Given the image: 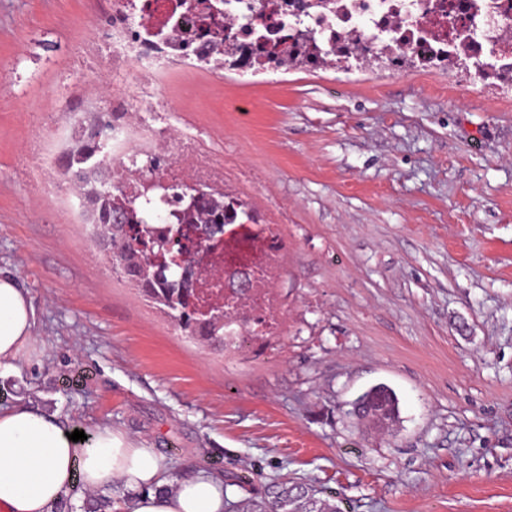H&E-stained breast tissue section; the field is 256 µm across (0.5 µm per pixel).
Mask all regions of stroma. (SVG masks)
Wrapping results in <instances>:
<instances>
[{
	"instance_id": "1",
	"label": "stroma",
	"mask_w": 512,
	"mask_h": 512,
	"mask_svg": "<svg viewBox=\"0 0 512 512\" xmlns=\"http://www.w3.org/2000/svg\"><path fill=\"white\" fill-rule=\"evenodd\" d=\"M96 2L0 0V274L42 350L0 406L108 422L174 478L222 477L226 512L291 480L346 512H512V91L457 68L174 66L158 105L288 242L284 332L231 367L107 269L60 167L106 107L80 91L108 77ZM380 382L401 420L369 432L348 410Z\"/></svg>"
}]
</instances>
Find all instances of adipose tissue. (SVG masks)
I'll use <instances>...</instances> for the list:
<instances>
[{
	"label": "adipose tissue",
	"mask_w": 512,
	"mask_h": 512,
	"mask_svg": "<svg viewBox=\"0 0 512 512\" xmlns=\"http://www.w3.org/2000/svg\"><path fill=\"white\" fill-rule=\"evenodd\" d=\"M33 304L16 277L0 275V373L37 356ZM54 415L0 408V512H56L75 489L136 490L127 512H224L222 480L207 473L176 481L154 449L108 424L87 440L68 438Z\"/></svg>",
	"instance_id": "adipose-tissue-1"
}]
</instances>
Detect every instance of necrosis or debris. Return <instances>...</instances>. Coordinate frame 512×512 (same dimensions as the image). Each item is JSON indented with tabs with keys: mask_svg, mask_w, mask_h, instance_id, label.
Masks as SVG:
<instances>
[{
	"mask_svg": "<svg viewBox=\"0 0 512 512\" xmlns=\"http://www.w3.org/2000/svg\"><path fill=\"white\" fill-rule=\"evenodd\" d=\"M112 34L105 43L112 80L95 85L111 93L101 115L112 127V171L129 193L153 182L205 183L225 192L224 166L191 132L160 125L157 87L174 62L196 60L210 39L180 0H107ZM223 31L238 45L240 62L261 55L263 42L315 38L322 57L334 59L343 39L371 56L391 48L427 66L447 63L466 49L484 63V75H512V0H224ZM133 78L132 90L120 89ZM260 246L232 259L224 252L198 261L193 306L224 305V359L239 362L280 336L284 300L277 286L287 245L277 225L259 224Z\"/></svg>",
	"mask_w": 512,
	"mask_h": 512,
	"instance_id": "obj_1",
	"label": "necrosis or debris"
}]
</instances>
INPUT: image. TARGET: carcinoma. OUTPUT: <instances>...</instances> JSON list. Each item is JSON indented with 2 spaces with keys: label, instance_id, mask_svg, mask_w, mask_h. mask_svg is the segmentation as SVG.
Masks as SVG:
<instances>
[{
  "label": "carcinoma",
  "instance_id": "cac0c4a2",
  "mask_svg": "<svg viewBox=\"0 0 512 512\" xmlns=\"http://www.w3.org/2000/svg\"><path fill=\"white\" fill-rule=\"evenodd\" d=\"M224 0H213L200 9L195 4L189 10L198 11L201 21H213L223 15ZM237 47L233 40L218 38L209 42L200 59L208 64L219 62L224 56H232ZM387 53L371 57L360 54L352 41L346 39L338 51V57L327 62L314 53L300 47L292 50L286 46L279 50L276 62L280 67H306L309 69L335 68L351 60L359 68L386 62ZM473 64L481 70L483 64L473 54L460 51L448 58V66L466 68ZM108 148L100 141L97 127L81 132L79 139L61 157L65 173L79 186L80 199L86 201L92 213V227L99 249L110 265L117 266L121 278L134 285L151 302L160 306L173 320L181 336L191 342L224 350V319L207 315L189 308L194 295L196 272L190 259V247L180 238L210 240L223 235L226 214L251 222L254 216L243 204L224 202V195L208 189H194L186 195L172 187L162 194L138 198L125 193L110 175L111 162ZM165 202L171 209L166 211L167 223L186 224L178 238L154 237L149 225L161 218L159 203ZM371 401L386 411L385 422L399 418V398L388 385L379 383L362 394V402ZM320 491L301 482L282 483L272 490L275 512H343L342 500L330 494L319 497Z\"/></svg>",
  "mask_w": 512,
  "mask_h": 512
}]
</instances>
